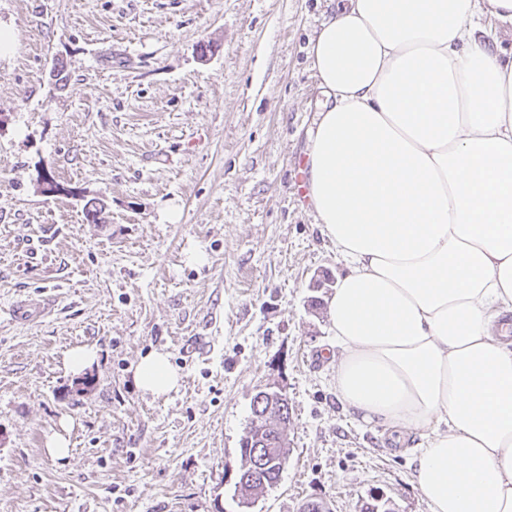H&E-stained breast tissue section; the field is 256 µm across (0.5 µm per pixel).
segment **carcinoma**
I'll return each instance as SVG.
<instances>
[{
	"label": "carcinoma",
	"instance_id": "cac0c4a2",
	"mask_svg": "<svg viewBox=\"0 0 512 512\" xmlns=\"http://www.w3.org/2000/svg\"><path fill=\"white\" fill-rule=\"evenodd\" d=\"M267 414L265 427L249 426L240 444V464L235 491L249 505L278 484L288 460V398L274 390L257 392L251 401V416Z\"/></svg>",
	"mask_w": 512,
	"mask_h": 512
}]
</instances>
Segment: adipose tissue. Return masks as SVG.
<instances>
[{"mask_svg": "<svg viewBox=\"0 0 512 512\" xmlns=\"http://www.w3.org/2000/svg\"><path fill=\"white\" fill-rule=\"evenodd\" d=\"M512 0H348L310 41L325 97L306 158L347 271L336 397L388 430L428 512H512ZM144 391L176 390L166 353Z\"/></svg>", "mask_w": 512, "mask_h": 512, "instance_id": "ef3b65f1", "label": "adipose tissue"}]
</instances>
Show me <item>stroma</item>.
<instances>
[{"instance_id": "obj_1", "label": "stroma", "mask_w": 512, "mask_h": 512, "mask_svg": "<svg viewBox=\"0 0 512 512\" xmlns=\"http://www.w3.org/2000/svg\"><path fill=\"white\" fill-rule=\"evenodd\" d=\"M332 9L0 0V512H360L373 494L428 512L319 356L332 291L314 283L345 267L296 177L323 99L309 42ZM28 298L50 311L17 323ZM78 347L97 357L76 373ZM155 350L182 375L157 398L133 377ZM264 389L288 397L290 454L246 509L239 446Z\"/></svg>"}]
</instances>
